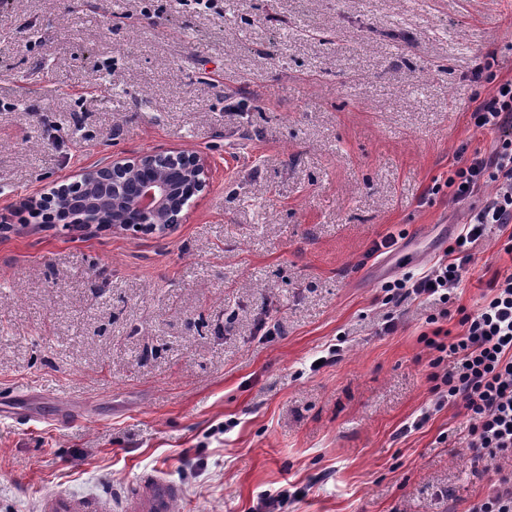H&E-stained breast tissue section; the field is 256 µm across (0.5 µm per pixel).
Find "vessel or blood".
<instances>
[{
	"label": "vessel or blood",
	"instance_id": "obj_1",
	"mask_svg": "<svg viewBox=\"0 0 512 512\" xmlns=\"http://www.w3.org/2000/svg\"><path fill=\"white\" fill-rule=\"evenodd\" d=\"M184 498L181 484L161 472L144 471L116 494L108 489L90 494L45 493L39 500L38 512H176Z\"/></svg>",
	"mask_w": 512,
	"mask_h": 512
}]
</instances>
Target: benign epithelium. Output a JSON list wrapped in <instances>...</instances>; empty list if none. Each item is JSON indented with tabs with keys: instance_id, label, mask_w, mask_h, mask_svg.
Here are the masks:
<instances>
[{
	"instance_id": "benign-epithelium-1",
	"label": "benign epithelium",
	"mask_w": 512,
	"mask_h": 512,
	"mask_svg": "<svg viewBox=\"0 0 512 512\" xmlns=\"http://www.w3.org/2000/svg\"><path fill=\"white\" fill-rule=\"evenodd\" d=\"M209 181L207 164L192 152H147L85 169L75 181L27 196L22 204L34 212L53 207L78 231L110 225L164 238Z\"/></svg>"
}]
</instances>
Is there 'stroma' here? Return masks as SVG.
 Returning <instances> with one entry per match:
<instances>
[{"mask_svg":"<svg viewBox=\"0 0 512 512\" xmlns=\"http://www.w3.org/2000/svg\"><path fill=\"white\" fill-rule=\"evenodd\" d=\"M510 78L512 0H0V512L151 469L179 512H470L493 466L432 405L436 307L381 287L444 258L468 206L429 189ZM172 149L211 179L166 238L20 205ZM509 270L489 233L457 304ZM304 489H296L291 494L287 490L270 492L266 491L261 494L257 502V512H280L283 506L291 498H298L304 494Z\"/></svg>","mask_w":512,"mask_h":512,"instance_id":"stroma-1","label":"stroma"}]
</instances>
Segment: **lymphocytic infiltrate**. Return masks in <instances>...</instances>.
<instances>
[{
  "mask_svg": "<svg viewBox=\"0 0 512 512\" xmlns=\"http://www.w3.org/2000/svg\"><path fill=\"white\" fill-rule=\"evenodd\" d=\"M471 118L475 128L496 134L491 154L474 151L454 163L444 181L431 186V193L447 191L453 201L472 198L491 185L495 194L472 208L444 259L421 276L385 282L384 303L401 304L423 299L435 304L437 314L428 317L433 325L426 347L433 352L430 362L435 408L462 407L468 418L467 446L474 458L512 459V272L495 277L490 293L472 312L450 309L452 294L473 260V247L489 230H498L502 249L512 256V79L500 81L479 101ZM457 320L458 332L444 329ZM452 366H445V359Z\"/></svg>",
  "mask_w": 512,
  "mask_h": 512,
  "instance_id": "obj_1",
  "label": "lymphocytic infiltrate"
}]
</instances>
